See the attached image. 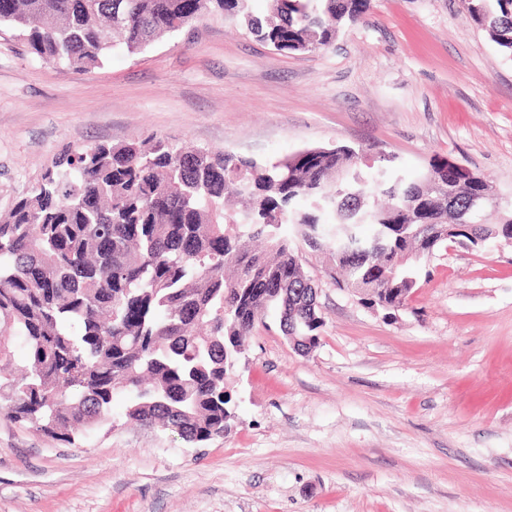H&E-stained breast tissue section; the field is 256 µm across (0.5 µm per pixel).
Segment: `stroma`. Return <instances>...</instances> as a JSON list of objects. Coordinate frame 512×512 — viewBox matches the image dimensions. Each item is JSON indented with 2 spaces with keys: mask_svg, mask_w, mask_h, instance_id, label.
I'll use <instances>...</instances> for the list:
<instances>
[{
  "mask_svg": "<svg viewBox=\"0 0 512 512\" xmlns=\"http://www.w3.org/2000/svg\"><path fill=\"white\" fill-rule=\"evenodd\" d=\"M279 158L349 144L415 177L436 156L512 206V59L460 0H371L315 54L283 55L217 14L86 73L0 28V213L62 152L148 137ZM319 344L276 312L202 445L127 422L68 444L0 422V512H512V246L434 255L396 317L340 290L323 257Z\"/></svg>",
  "mask_w": 512,
  "mask_h": 512,
  "instance_id": "stroma-1",
  "label": "stroma"
}]
</instances>
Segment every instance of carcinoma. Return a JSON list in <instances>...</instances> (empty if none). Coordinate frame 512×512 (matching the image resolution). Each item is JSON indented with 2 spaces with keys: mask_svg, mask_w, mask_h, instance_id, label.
I'll return each mask as SVG.
<instances>
[{
  "mask_svg": "<svg viewBox=\"0 0 512 512\" xmlns=\"http://www.w3.org/2000/svg\"><path fill=\"white\" fill-rule=\"evenodd\" d=\"M0 0L36 59L89 71L214 12L285 54L330 47L370 0ZM512 58V0H461ZM369 149L311 147L277 160L150 138L60 154L0 220V420L67 443L125 416L203 444L234 417L227 381L266 312L301 351L320 341L313 280L293 240L328 259L336 287L407 306L427 261L479 248L496 224L492 184L434 157L416 179ZM335 216L331 225L325 215ZM434 224L471 233L432 235ZM24 355L16 360L14 340Z\"/></svg>",
  "mask_w": 512,
  "mask_h": 512,
  "instance_id": "cac0c4a2",
  "label": "carcinoma"
}]
</instances>
